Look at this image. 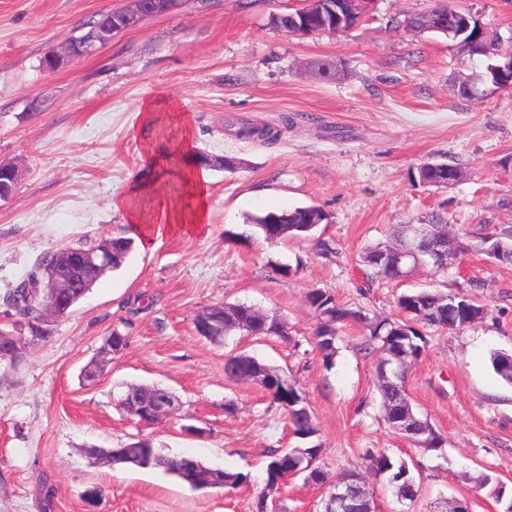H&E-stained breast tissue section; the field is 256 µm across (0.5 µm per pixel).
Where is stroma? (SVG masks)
I'll list each match as a JSON object with an SVG mask.
<instances>
[{
    "mask_svg": "<svg viewBox=\"0 0 512 512\" xmlns=\"http://www.w3.org/2000/svg\"><path fill=\"white\" fill-rule=\"evenodd\" d=\"M475 14L512 53V0H448ZM126 0H0V163L21 179L0 204V328L13 323L10 292L43 254L80 241L128 235L112 202L149 172L146 143L170 152L193 135L195 153L237 160L210 171L209 217L194 237L134 247L54 327L52 338L13 368L0 367V512H324L331 482L363 470L367 452L407 463L421 486L400 501L378 479L376 512H505L475 482L492 474L512 488V384L494 352L512 354V263L479 252L482 236L512 225V88L484 78L483 57L443 34L401 27L434 0H375L356 27L294 36L270 26L300 0H183L170 13L116 34L93 55L56 71L41 60ZM334 60L327 80L311 62ZM474 88L458 90L461 80ZM154 100L152 119L142 104ZM279 129L276 143L239 137L242 126ZM449 163L452 185L419 181L424 163ZM314 206L326 215L309 237L268 240L255 226L270 212ZM451 225L469 235L461 268L419 269L380 281L359 254L396 225ZM415 288L470 297L481 319L459 330L424 326L426 349L406 390L444 439L427 450L394 434L379 409V354L368 332L348 324L332 368L312 333L317 289L371 319L395 317ZM217 303H244L288 324V336L234 332L215 343L193 319ZM128 338L95 381L84 368L112 329ZM246 353L287 371L318 423L324 484L296 476L265 491L270 450L296 448L282 408L250 381L224 378L226 355ZM155 385L180 403L174 418L145 425L120 401L128 385ZM201 435L187 433V426ZM150 440L165 456L246 474L233 488L193 489L158 468L90 464L88 447ZM100 491L88 501L90 488Z\"/></svg>",
    "mask_w": 512,
    "mask_h": 512,
    "instance_id": "35a3bbf8",
    "label": "stroma"
}]
</instances>
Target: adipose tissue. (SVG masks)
<instances>
[{
  "label": "adipose tissue",
  "instance_id": "ef3b65f1",
  "mask_svg": "<svg viewBox=\"0 0 512 512\" xmlns=\"http://www.w3.org/2000/svg\"><path fill=\"white\" fill-rule=\"evenodd\" d=\"M175 178L191 194L194 206L186 211L163 205L154 214H144L135 204L141 194L150 191L154 181ZM154 181L134 185L126 194L114 200L115 208L124 210L130 226L131 237L136 238L142 246L151 248L164 236L179 234L191 236L200 232L206 221L208 210L209 170L193 159H186L176 170H160Z\"/></svg>",
  "mask_w": 512,
  "mask_h": 512
}]
</instances>
